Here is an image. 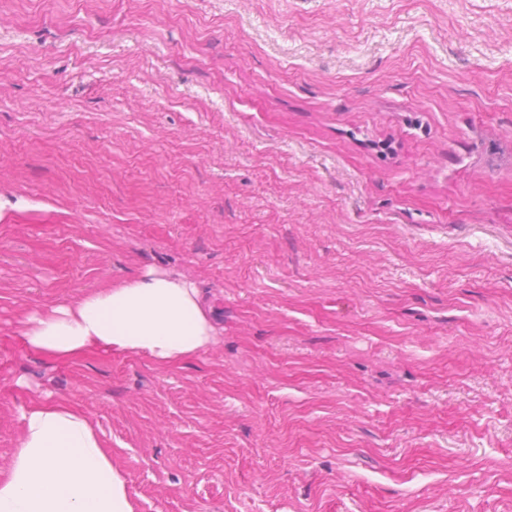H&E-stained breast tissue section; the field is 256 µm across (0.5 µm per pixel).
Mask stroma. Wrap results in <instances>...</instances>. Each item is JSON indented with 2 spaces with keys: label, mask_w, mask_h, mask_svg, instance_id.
Masks as SVG:
<instances>
[{
  "label": "stroma",
  "mask_w": 512,
  "mask_h": 512,
  "mask_svg": "<svg viewBox=\"0 0 512 512\" xmlns=\"http://www.w3.org/2000/svg\"><path fill=\"white\" fill-rule=\"evenodd\" d=\"M151 270L207 349L21 344ZM39 395L136 512H512V0H0V468Z\"/></svg>",
  "instance_id": "obj_1"
}]
</instances>
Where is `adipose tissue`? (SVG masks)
<instances>
[{"label":"adipose tissue","instance_id":"obj_1","mask_svg":"<svg viewBox=\"0 0 512 512\" xmlns=\"http://www.w3.org/2000/svg\"><path fill=\"white\" fill-rule=\"evenodd\" d=\"M21 340L58 363L135 352L169 364L208 348L214 327L196 288L150 272L28 315ZM21 421L18 448L0 476V512H136L125 476L85 414L40 398Z\"/></svg>","mask_w":512,"mask_h":512}]
</instances>
